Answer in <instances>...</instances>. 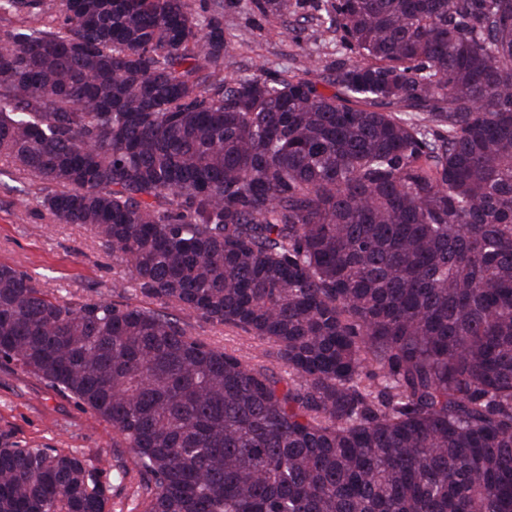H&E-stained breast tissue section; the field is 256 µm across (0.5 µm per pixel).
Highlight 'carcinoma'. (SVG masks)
<instances>
[{
	"mask_svg": "<svg viewBox=\"0 0 512 512\" xmlns=\"http://www.w3.org/2000/svg\"><path fill=\"white\" fill-rule=\"evenodd\" d=\"M318 26V80L224 75V0L0 30V163L117 269L72 304L1 264L0 360L130 454L0 430V512L132 483L136 512H512V0H327ZM191 323L193 332L204 338L210 339L211 341L215 342L217 346L227 348H242L243 351L248 354V356H256V358L253 360L254 362L264 364L272 368L275 372H281V365L275 358L264 356L262 355L260 349L250 347V344H255L246 341L244 337L237 336L234 333L228 331L225 332L224 328L222 327L212 326L211 324L201 321L192 320Z\"/></svg>",
	"mask_w": 512,
	"mask_h": 512,
	"instance_id": "obj_1",
	"label": "carcinoma"
}]
</instances>
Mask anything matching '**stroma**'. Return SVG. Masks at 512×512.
<instances>
[{
  "instance_id": "35a3bbf8",
  "label": "stroma",
  "mask_w": 512,
  "mask_h": 512,
  "mask_svg": "<svg viewBox=\"0 0 512 512\" xmlns=\"http://www.w3.org/2000/svg\"><path fill=\"white\" fill-rule=\"evenodd\" d=\"M325 0H300L294 14L263 19L245 0H224V30L230 39L227 69L237 75L309 68L310 78L336 61L332 35L320 32L316 18ZM303 29L302 43L285 38ZM38 187L7 168L0 171V264L46 282L67 301L111 292L112 260L88 227L55 223L37 204ZM0 429L15 440L77 451L90 461H127L111 425L74 399L59 395L19 366L0 362Z\"/></svg>"
}]
</instances>
